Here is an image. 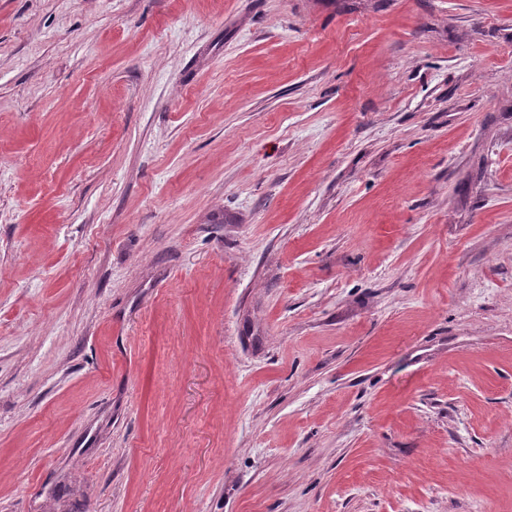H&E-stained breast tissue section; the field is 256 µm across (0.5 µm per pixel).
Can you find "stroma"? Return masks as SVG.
<instances>
[{"label":"stroma","instance_id":"obj_1","mask_svg":"<svg viewBox=\"0 0 512 512\" xmlns=\"http://www.w3.org/2000/svg\"><path fill=\"white\" fill-rule=\"evenodd\" d=\"M0 512H512V0H0Z\"/></svg>","mask_w":512,"mask_h":512}]
</instances>
